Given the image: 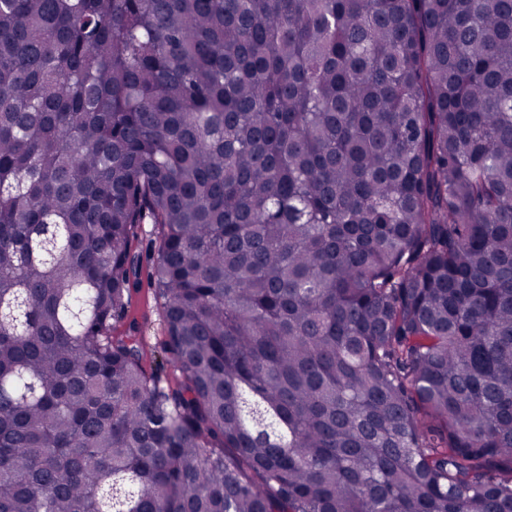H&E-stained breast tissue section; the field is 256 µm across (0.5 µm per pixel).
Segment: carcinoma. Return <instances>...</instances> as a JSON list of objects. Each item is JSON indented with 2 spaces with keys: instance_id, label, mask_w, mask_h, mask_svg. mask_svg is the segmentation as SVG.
Instances as JSON below:
<instances>
[{
  "instance_id": "cac0c4a2",
  "label": "carcinoma",
  "mask_w": 512,
  "mask_h": 512,
  "mask_svg": "<svg viewBox=\"0 0 512 512\" xmlns=\"http://www.w3.org/2000/svg\"><path fill=\"white\" fill-rule=\"evenodd\" d=\"M0 512H512V0H0ZM159 229L155 224H142L138 230L137 249L143 257V284L140 292L132 301V313L142 325V342L145 348L147 369L160 379V384L172 380L176 371L171 362L170 355L162 347L163 335L161 333V309L154 298V288L147 279L149 270L148 258L150 249L157 239Z\"/></svg>"
}]
</instances>
